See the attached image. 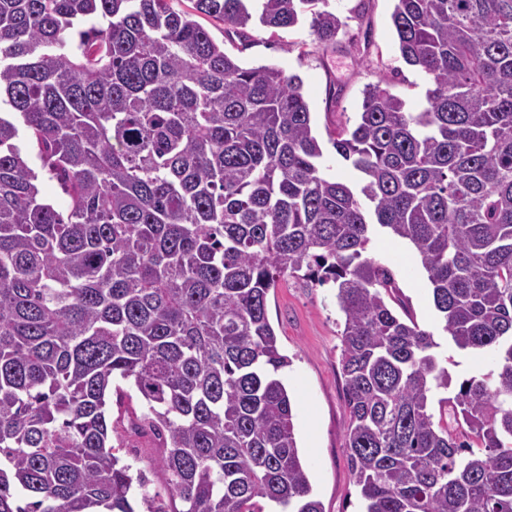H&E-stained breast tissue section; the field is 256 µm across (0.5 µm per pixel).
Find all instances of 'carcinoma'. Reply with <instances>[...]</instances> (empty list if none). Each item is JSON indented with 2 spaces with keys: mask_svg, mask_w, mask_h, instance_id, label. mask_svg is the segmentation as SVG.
Returning <instances> with one entry per match:
<instances>
[{
  "mask_svg": "<svg viewBox=\"0 0 512 512\" xmlns=\"http://www.w3.org/2000/svg\"><path fill=\"white\" fill-rule=\"evenodd\" d=\"M0 0V512H324L269 323L280 278L336 290L346 448L364 512H512V0H396L416 112L366 87L324 174L295 75L196 20L346 27L328 0ZM57 182L68 213L42 197ZM416 249L443 331L495 369L456 392L434 335L364 256ZM145 403L112 419V386ZM439 413H434L433 403ZM156 441L168 498L121 462ZM122 435L124 450L120 456L124 463L131 464L133 469H145V464L150 462L154 454L152 439L149 435L136 436L124 432L121 428L118 430Z\"/></svg>",
  "mask_w": 512,
  "mask_h": 512,
  "instance_id": "obj_1",
  "label": "carcinoma"
}]
</instances>
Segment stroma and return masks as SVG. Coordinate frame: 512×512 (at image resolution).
Here are the masks:
<instances>
[{
	"instance_id": "1",
	"label": "stroma",
	"mask_w": 512,
	"mask_h": 512,
	"mask_svg": "<svg viewBox=\"0 0 512 512\" xmlns=\"http://www.w3.org/2000/svg\"><path fill=\"white\" fill-rule=\"evenodd\" d=\"M330 7L346 21L331 44L319 42L306 25L275 37L268 30L254 28L249 48L240 52L234 42L225 40L222 25L205 16L200 22L244 66L274 64L301 78L314 131L322 144V167L352 186L359 174L337 155L329 129L355 123L368 85L388 82L392 92L415 110L424 103L429 83L400 56L391 21L394 0H330ZM369 237L368 256L391 268L401 298L419 326L433 333L439 344L437 353L454 382L491 370L490 357L477 358L458 350L443 332L427 275L413 246L377 225ZM267 313L280 350L291 361L281 377L294 399V432L313 494L324 512H361L363 501L352 482L345 445L349 412L339 365L343 323L335 291L290 276L271 289Z\"/></svg>"
}]
</instances>
